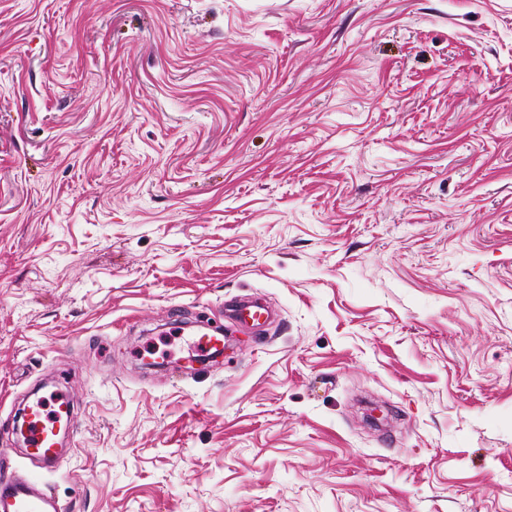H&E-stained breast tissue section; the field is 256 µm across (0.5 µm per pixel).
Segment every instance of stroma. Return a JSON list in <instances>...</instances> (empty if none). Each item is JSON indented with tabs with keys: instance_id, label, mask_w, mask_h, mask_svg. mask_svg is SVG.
<instances>
[{
	"instance_id": "obj_1",
	"label": "stroma",
	"mask_w": 512,
	"mask_h": 512,
	"mask_svg": "<svg viewBox=\"0 0 512 512\" xmlns=\"http://www.w3.org/2000/svg\"><path fill=\"white\" fill-rule=\"evenodd\" d=\"M55 375L66 512H512V0H0L1 473ZM225 310L242 324H258V315L263 314L262 308L259 305L252 303H234L227 304Z\"/></svg>"
}]
</instances>
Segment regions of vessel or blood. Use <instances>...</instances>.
Wrapping results in <instances>:
<instances>
[{
	"label": "vessel or blood",
	"mask_w": 512,
	"mask_h": 512,
	"mask_svg": "<svg viewBox=\"0 0 512 512\" xmlns=\"http://www.w3.org/2000/svg\"><path fill=\"white\" fill-rule=\"evenodd\" d=\"M70 403L62 393H54L32 406L27 417L28 456L36 471L0 474V512H65L42 482L41 471L58 468L61 452L53 438L60 413L69 411Z\"/></svg>",
	"instance_id": "obj_1"
}]
</instances>
